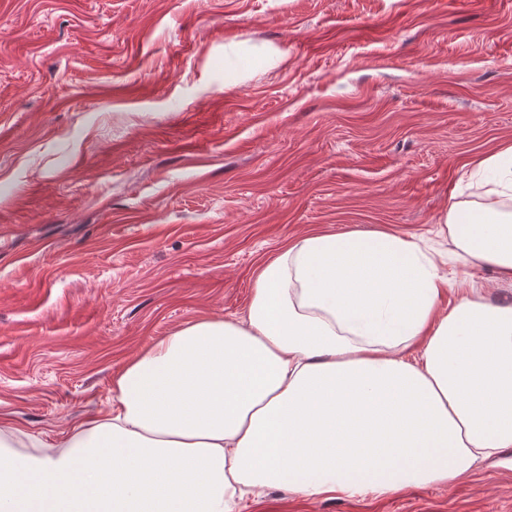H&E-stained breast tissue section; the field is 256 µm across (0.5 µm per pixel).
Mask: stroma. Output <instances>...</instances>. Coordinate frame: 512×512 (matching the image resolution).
Here are the masks:
<instances>
[{"mask_svg": "<svg viewBox=\"0 0 512 512\" xmlns=\"http://www.w3.org/2000/svg\"><path fill=\"white\" fill-rule=\"evenodd\" d=\"M512 143V0H0V419L53 444L313 232L435 239ZM241 512H512L452 486Z\"/></svg>", "mask_w": 512, "mask_h": 512, "instance_id": "obj_1", "label": "stroma"}]
</instances>
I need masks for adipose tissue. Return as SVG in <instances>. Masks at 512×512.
<instances>
[{"mask_svg":"<svg viewBox=\"0 0 512 512\" xmlns=\"http://www.w3.org/2000/svg\"><path fill=\"white\" fill-rule=\"evenodd\" d=\"M486 201L451 202L443 271L387 231L303 236L261 270L245 316L186 324L112 381V407L45 446L0 423V512H235L451 486L512 448V145ZM457 298L444 302L449 287Z\"/></svg>","mask_w":512,"mask_h":512,"instance_id":"obj_1","label":"adipose tissue"}]
</instances>
